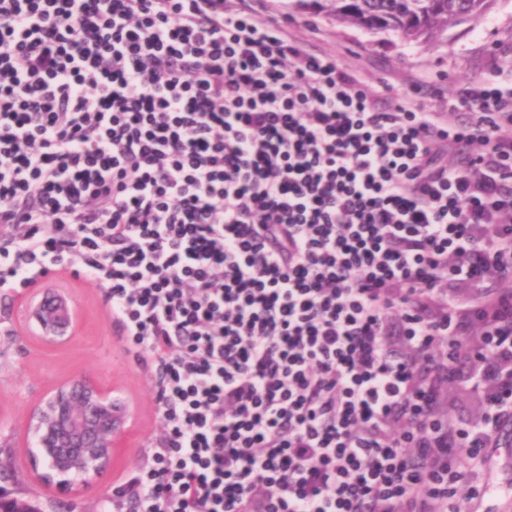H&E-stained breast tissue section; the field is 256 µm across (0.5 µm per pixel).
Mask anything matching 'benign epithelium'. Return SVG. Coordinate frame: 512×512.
I'll list each match as a JSON object with an SVG mask.
<instances>
[{
	"mask_svg": "<svg viewBox=\"0 0 512 512\" xmlns=\"http://www.w3.org/2000/svg\"><path fill=\"white\" fill-rule=\"evenodd\" d=\"M22 307L35 337L48 347L68 342L82 326L81 311L61 288L35 289ZM135 425L133 409L116 389L80 371L29 409L24 448L41 484L61 495H75L110 467Z\"/></svg>",
	"mask_w": 512,
	"mask_h": 512,
	"instance_id": "7a95c632",
	"label": "benign epithelium"
}]
</instances>
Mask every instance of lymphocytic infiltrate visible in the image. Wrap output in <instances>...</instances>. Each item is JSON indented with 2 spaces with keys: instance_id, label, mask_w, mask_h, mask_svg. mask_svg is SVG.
Masks as SVG:
<instances>
[{
  "instance_id": "1",
  "label": "lymphocytic infiltrate",
  "mask_w": 512,
  "mask_h": 512,
  "mask_svg": "<svg viewBox=\"0 0 512 512\" xmlns=\"http://www.w3.org/2000/svg\"><path fill=\"white\" fill-rule=\"evenodd\" d=\"M53 270L158 387L113 512H459L512 429V88L385 104L243 0H0V288Z\"/></svg>"
}]
</instances>
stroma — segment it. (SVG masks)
I'll list each match as a JSON object with an SVG mask.
<instances>
[{
  "instance_id": "stroma-1",
  "label": "stroma",
  "mask_w": 512,
  "mask_h": 512,
  "mask_svg": "<svg viewBox=\"0 0 512 512\" xmlns=\"http://www.w3.org/2000/svg\"><path fill=\"white\" fill-rule=\"evenodd\" d=\"M268 7L297 40L333 53L373 93L403 96L430 112L445 109L472 80L494 74L512 84V0H492L482 14L422 42L338 23L316 0H270ZM36 285L67 289L83 325L67 344L44 346L23 316L25 289L0 290V461L8 467L6 487L14 497L34 502L40 512H112L122 482L144 463L161 430L155 382L128 352L93 282L56 272ZM82 369L129 400L137 426L97 481L78 495L63 497L35 479L20 430L32 405Z\"/></svg>"
}]
</instances>
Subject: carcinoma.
<instances>
[{"instance_id":"cac0c4a2","label":"carcinoma","mask_w":512,"mask_h":512,"mask_svg":"<svg viewBox=\"0 0 512 512\" xmlns=\"http://www.w3.org/2000/svg\"><path fill=\"white\" fill-rule=\"evenodd\" d=\"M491 0H326L336 21L373 33L393 32L408 42L429 40L484 12Z\"/></svg>"}]
</instances>
